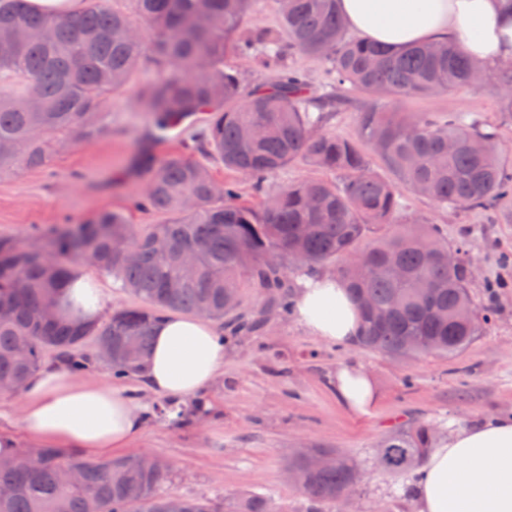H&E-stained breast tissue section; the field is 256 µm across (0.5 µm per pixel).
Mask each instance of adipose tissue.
Listing matches in <instances>:
<instances>
[{"label":"adipose tissue","instance_id":"ef3b65f1","mask_svg":"<svg viewBox=\"0 0 512 512\" xmlns=\"http://www.w3.org/2000/svg\"><path fill=\"white\" fill-rule=\"evenodd\" d=\"M348 29L392 49L440 39L458 45L486 68L512 61V0H338ZM103 294L75 276L61 303L64 316L98 322ZM294 319L331 343L355 339L359 312L329 273L301 277ZM224 367V343L207 320L170 314L154 328L142 378L151 393L206 412L202 391ZM337 399L364 412L375 392L355 365L337 370ZM149 410L126 387L70 373L62 362L43 363L22 390L21 421L30 443L83 453H105L137 441ZM418 512H512V416L460 428L428 453L414 481Z\"/></svg>","mask_w":512,"mask_h":512}]
</instances>
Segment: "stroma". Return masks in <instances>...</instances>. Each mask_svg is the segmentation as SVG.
<instances>
[{"instance_id":"obj_1","label":"stroma","mask_w":512,"mask_h":512,"mask_svg":"<svg viewBox=\"0 0 512 512\" xmlns=\"http://www.w3.org/2000/svg\"><path fill=\"white\" fill-rule=\"evenodd\" d=\"M304 95L327 90L328 70L319 57L288 55ZM166 68L144 61L130 90L113 94L102 132L59 151L45 169L0 177V235L32 245L46 229L75 224L99 211L125 213L134 224L155 222L136 209L146 180L133 160L151 122L141 89L160 81ZM497 79L477 92H445L402 103L406 112H470L497 130L505 165L512 168V122H503ZM410 218L437 224L449 248L464 245L474 269L469 292L476 307L494 315L481 336L454 356L397 358L358 345L332 344L312 336L289 313H272L258 333L225 336L224 372L204 392L205 415L176 425L149 418L130 455L165 459L170 493L219 495L225 502L244 493L267 495L275 512H416L409 493L413 472L397 474L377 464V449L398 428L427 423L440 438L485 418L512 415V197L491 211H440L425 198L408 196ZM357 364L371 376L379 399L369 413L353 412L336 399L330 379ZM328 448L351 457L359 479L341 503L313 507L286 477L289 455Z\"/></svg>"}]
</instances>
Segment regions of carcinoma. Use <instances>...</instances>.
Here are the masks:
<instances>
[{
	"instance_id": "1",
	"label": "carcinoma",
	"mask_w": 512,
	"mask_h": 512,
	"mask_svg": "<svg viewBox=\"0 0 512 512\" xmlns=\"http://www.w3.org/2000/svg\"><path fill=\"white\" fill-rule=\"evenodd\" d=\"M86 0L75 14L32 10L26 0H0V43L13 53L0 59V176L45 168L54 152L101 132L102 111L125 88L145 58L168 68L146 94L150 140L163 142L187 120L203 118L190 154L155 159L141 145L135 168L147 192L135 206L165 215L138 229L117 211H101L78 224L52 228L41 248L0 236V379L23 388L49 353L74 371L87 366L88 341L112 347L118 378L143 373L155 323L164 312L215 320L237 310L243 281L282 287L284 262L300 255L299 275L336 268L357 306V343L365 350L405 357L453 356L472 344L489 314L461 322L455 311L472 307L469 263L451 250L436 225L408 222L406 195L426 197L441 210H490L512 196V172L501 161L497 135L466 112L433 116L399 112L401 99L467 91L481 85L478 65L446 42L391 50L351 37L338 0H275L280 31L258 30L243 39L240 25L256 0ZM258 52L277 68L268 87H244L224 66L236 52ZM324 58L332 75L326 95H302L298 74L282 66L287 53ZM503 113L512 119V68L499 69ZM41 110L32 112L31 95ZM356 103L358 139L327 130L328 114ZM218 157L224 167L254 182L257 205L239 201L237 183L214 188L210 169L194 153ZM376 154L389 171L372 165ZM296 161L333 172L266 188L270 177ZM172 241L161 253L152 242ZM129 244L136 261L122 257ZM79 261L90 262L141 301L99 324L58 310L62 288ZM435 431L419 423L389 434L379 445L383 469L398 473L420 463ZM0 453V512H167L168 463L127 455L102 461L68 457L61 448ZM82 471L66 483L62 470ZM286 471L319 505L352 489L356 463L313 470L305 452L288 456ZM183 512H273L270 499L246 494L230 507L224 498H182Z\"/></svg>"
}]
</instances>
